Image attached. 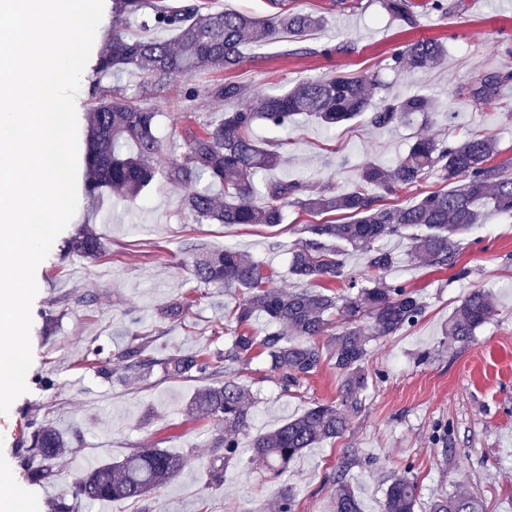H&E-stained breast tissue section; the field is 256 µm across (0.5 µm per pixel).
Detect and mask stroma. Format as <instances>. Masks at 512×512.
<instances>
[{"instance_id": "stroma-1", "label": "stroma", "mask_w": 512, "mask_h": 512, "mask_svg": "<svg viewBox=\"0 0 512 512\" xmlns=\"http://www.w3.org/2000/svg\"><path fill=\"white\" fill-rule=\"evenodd\" d=\"M412 2L418 24L409 28L387 13L382 0H287L293 10L323 15L325 26L300 42L280 38L244 47L235 71H201L144 98V106L158 114L160 132L177 147L157 160V168L165 171L178 161L201 120L219 122L226 110L252 107L260 92L336 74H375L390 95L420 90L443 101L444 108L429 120L383 129L364 116L330 133L309 119L285 133L257 126V138L282 158L264 180L344 189L365 161L391 164L419 136L489 134L497 141L498 160L512 159V80L498 88V111H488L470 94L483 75L512 63V0H457V9L445 18L431 10L430 0ZM120 24L133 33L142 31L139 21L105 10L76 96L78 136L87 133L89 112L102 89L119 87L135 96L148 82L134 68L112 75L96 71L105 42ZM421 37L446 42V61L411 74L388 69L393 48ZM228 81L246 87L247 97L213 100L210 89ZM191 88L196 96L190 101L186 92ZM76 188V213L35 270L27 390L0 414V464L11 469L27 512H51L52 502L71 490L88 462L119 461L137 448L184 453L190 464L141 500L78 499L73 512H275L284 483L294 488L296 512H329L336 493L334 470L346 455L353 460L348 482L364 512H380L389 479L404 473L421 488L420 512L459 487L480 498L483 512H512L511 217L487 215L464 236L456 267L466 269L463 278L456 277V269L411 262L408 239H386L385 247L397 258L388 280L409 284L427 308L413 328L371 343L364 410L344 436L305 449L283 477L239 462L227 468L222 484L213 485L207 465L212 442L224 429L186 412L209 381L170 377L162 362L175 352L223 347L230 335L224 314L238 292L218 285L197 288L186 267L189 249L197 241L216 249L235 247L259 261L273 284L291 291L299 282L288 270L289 250L299 227L315 218L291 205L283 224L274 227L201 223L183 205L185 186L163 178L125 201L106 190L88 194L81 171ZM82 230L99 236L111 258L66 253V242ZM475 288L491 293L495 316L466 346L446 343L449 317ZM88 291L95 300L87 305L81 297ZM182 297L193 300L182 319H161V309ZM141 336L150 340L156 360L149 372L101 375L84 367L91 344L115 353ZM240 381L252 399L248 434L253 437L315 404L335 401L340 374L332 355L324 354L317 372L286 393L278 373L260 355L247 364ZM36 421L71 438L65 457L47 462L32 454ZM44 465L52 469V479L30 481L29 471Z\"/></svg>"}]
</instances>
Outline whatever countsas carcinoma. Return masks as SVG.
Returning a JSON list of instances; mask_svg holds the SVG:
<instances>
[{"instance_id": "cac0c4a2", "label": "carcinoma", "mask_w": 512, "mask_h": 512, "mask_svg": "<svg viewBox=\"0 0 512 512\" xmlns=\"http://www.w3.org/2000/svg\"><path fill=\"white\" fill-rule=\"evenodd\" d=\"M383 5L407 26L417 24L411 0H383ZM114 8L120 17L141 18L145 29L175 34L174 40L161 41L116 30L105 43L97 71L112 74L135 68L147 74L150 84L142 87L143 96L154 87L161 89L202 70L232 71L241 63L244 46L263 45L283 35L298 41L324 23L320 15L288 8L266 18L241 12H203L196 6L159 5L153 0H114ZM446 54L441 41L422 38L396 47L388 66L407 72L426 70L441 64ZM511 78L509 72L486 75L473 90V97L495 109V86ZM375 85L376 80L365 75L336 74L302 80L281 93L259 95L254 109L226 110L216 125L201 121V131L188 141L181 160L166 172L172 183H207L184 197L185 208L200 222L273 227L283 222L284 209L290 204L314 215L343 214L337 220L302 226L303 237L291 249L290 272L307 287L293 291L273 286L259 262L232 247L215 250L193 245L195 258L190 271L197 287L222 284L244 290L227 314L235 330L224 349L174 354L163 362L170 376L195 373L215 380V384L197 392L188 407L190 414L224 425V435L215 439L221 453L209 468L213 482L224 481L226 464L239 455L238 434L251 421V404L237 372L254 352L266 355L271 368L280 375L282 389L288 391L318 369L322 360L319 338L327 334L328 315L336 309L345 317L339 332L327 334L328 347L341 375L338 402L311 407L251 441L250 462L279 475L304 449L343 435L350 421L363 410L369 342L413 327L424 314L425 304L416 290L407 283L386 280L396 256L380 242L410 229L424 228V234L412 238L411 259L418 264L451 268L457 262L461 237L481 223L484 212L512 217V161L491 163L497 155L496 143L482 134L462 140L420 136L390 165L365 163L356 181L342 190L326 185L309 195L299 181H257L261 172L280 162V156L264 149L255 137L259 123L286 131L304 114L332 129L368 111L372 125L389 127L406 124L414 115L428 118L438 109L432 95L409 91L381 99L380 106L373 110L370 88ZM210 95L216 101L236 100L246 95V88L227 82L212 88ZM88 122L86 189L90 194L104 189L118 198L138 196L156 179L158 170L153 160L174 149L157 130V112L140 106L119 88L106 91L89 113ZM122 140L132 143L133 151H119ZM432 174L445 181L451 177L457 185L404 204L382 203L384 196L417 186ZM210 186L224 190V202L210 194ZM257 194L266 198L262 207L253 204ZM67 248L83 257H99L105 251L100 238L90 232L69 239ZM350 249L363 258L369 273L366 285L359 284L345 270L344 255ZM336 280L347 284L348 293L338 296L317 288L319 282ZM494 315L492 297L475 288L454 310L445 335L451 343L466 345ZM259 317L265 318L270 328H252L253 320ZM154 363L149 342L142 341L118 355L117 369L143 373ZM65 447L64 437L49 426H39L31 434V450L44 459L57 458ZM186 463L183 455L162 448H143L120 462L97 464L75 482L71 495L64 494L52 504V512H72L70 497L91 501L141 499L177 477ZM350 465L346 458L337 465L332 512H362L357 496L344 484ZM418 498L415 479L395 477L385 489L382 512H415ZM295 499L292 487L281 486L278 512H295ZM431 512L482 510L477 497L459 491L435 501Z\"/></svg>"}]
</instances>
